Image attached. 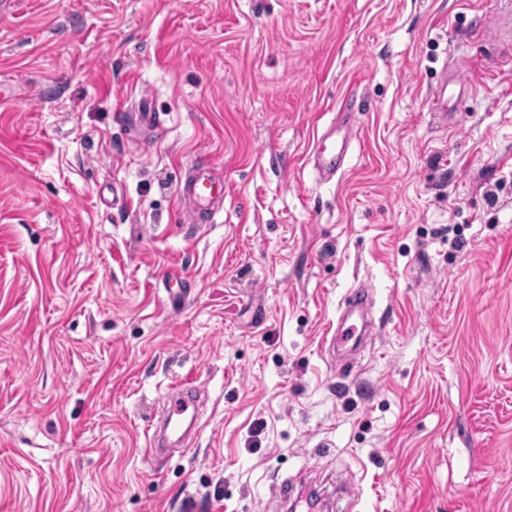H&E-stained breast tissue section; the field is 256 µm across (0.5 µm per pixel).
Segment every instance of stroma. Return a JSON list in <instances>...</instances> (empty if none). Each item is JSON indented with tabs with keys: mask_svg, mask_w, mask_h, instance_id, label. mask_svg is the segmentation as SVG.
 Here are the masks:
<instances>
[{
	"mask_svg": "<svg viewBox=\"0 0 512 512\" xmlns=\"http://www.w3.org/2000/svg\"><path fill=\"white\" fill-rule=\"evenodd\" d=\"M506 8L0 11V512H277L284 478L330 512H512V39L481 27ZM348 98L324 181L306 157ZM202 154L224 202L188 224ZM359 287L375 331L340 380ZM177 384L199 430L151 456ZM342 113L344 119L341 124L322 133L310 152L313 168L324 180H331L343 170L349 144L357 135L354 106L347 103L346 112Z\"/></svg>",
	"mask_w": 512,
	"mask_h": 512,
	"instance_id": "stroma-1",
	"label": "stroma"
}]
</instances>
